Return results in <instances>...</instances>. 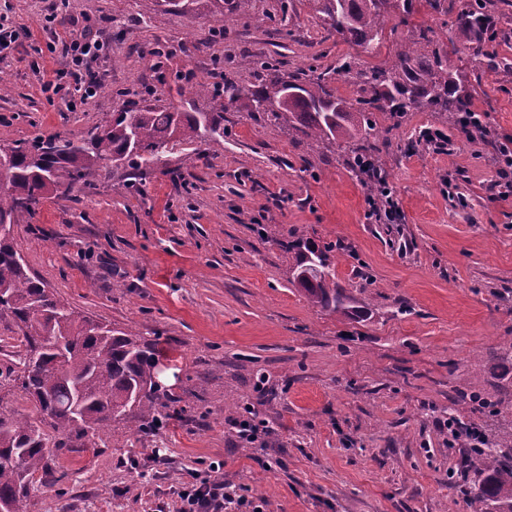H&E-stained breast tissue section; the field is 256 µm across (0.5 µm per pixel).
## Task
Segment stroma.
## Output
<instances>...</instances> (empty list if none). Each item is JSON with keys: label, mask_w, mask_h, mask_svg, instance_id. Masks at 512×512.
<instances>
[{"label": "stroma", "mask_w": 512, "mask_h": 512, "mask_svg": "<svg viewBox=\"0 0 512 512\" xmlns=\"http://www.w3.org/2000/svg\"><path fill=\"white\" fill-rule=\"evenodd\" d=\"M271 21L160 13L156 0H0L19 31L0 55V140L77 138L135 106L208 112L191 82L247 81L246 60L328 67L348 44L312 0H261ZM458 0L439 15L418 0L409 25L450 37ZM91 27L104 44L102 87L87 104L48 97L68 71L55 35ZM474 109L489 142L452 133L449 150H411L430 126L409 113L386 160L399 224L368 217L367 191L331 148L224 108V139L167 149L137 187L126 165L94 186L44 199L13 242L66 305L155 342L171 367L159 433L135 413L84 447L56 449V480L19 512H178L197 474L237 488L260 512H479L460 484L471 442L440 421L512 444V196L501 197L492 142L512 138V83L485 73ZM312 172H304V161ZM456 188L466 201L448 198ZM340 243L332 256L353 316L312 305L284 241ZM251 407L262 450L231 422Z\"/></svg>", "instance_id": "obj_1"}]
</instances>
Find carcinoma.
<instances>
[{
	"instance_id": "1",
	"label": "carcinoma",
	"mask_w": 512,
	"mask_h": 512,
	"mask_svg": "<svg viewBox=\"0 0 512 512\" xmlns=\"http://www.w3.org/2000/svg\"><path fill=\"white\" fill-rule=\"evenodd\" d=\"M321 25L343 42L368 54L379 51L394 35L387 17L407 23L416 0H314ZM161 11H206L218 18L231 11L261 25L271 16L256 9V0H158ZM512 0H465L455 22L456 42L472 50L459 67L448 44L435 39L429 28L413 38L392 42L391 57L372 67L347 54L334 68L290 71L282 62L264 58L249 61L254 82L246 85L224 77V98L241 104L271 124L300 133L313 150L336 144V154L355 177L374 172L366 182L371 203L389 191L388 172L381 153L389 133L410 112H437L442 121L430 130L444 144L446 130L470 133L483 141L486 130L472 121L473 81L489 69L512 76V65L488 50L507 37L504 24ZM350 75L355 101L336 95L334 83ZM392 121L381 126L376 116ZM224 113L172 111L146 105L119 112L103 129L74 140L60 136L35 137L23 142H0L10 165L0 170V222L14 225L31 219L43 199L58 197L77 185L91 186L109 173L107 164L120 160L135 177L157 166L172 143L211 144L223 139ZM297 250L294 280L307 299L332 313L349 317L353 307L331 273L333 246L319 248L301 241L281 242ZM10 314L20 327L24 346L22 369L14 387L31 397L38 414L69 442L84 445L108 423L137 411L139 428L155 426L161 388L154 384L161 352L157 345L131 331L114 329L66 306L31 275L12 238H0V314ZM477 455V480L464 490L481 512H512V446L483 437ZM49 438L31 418L0 408V512H17L28 498L37 474L51 470Z\"/></svg>"
}]
</instances>
